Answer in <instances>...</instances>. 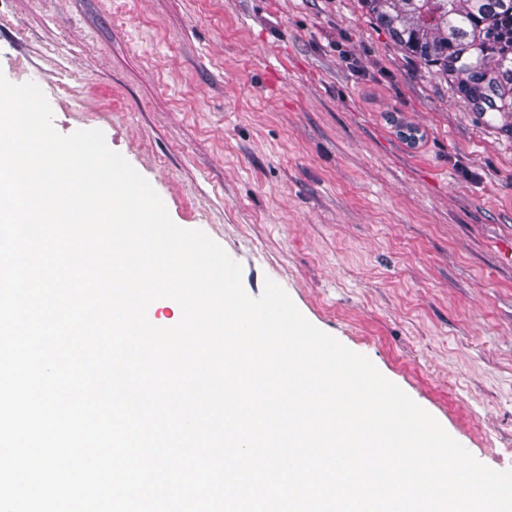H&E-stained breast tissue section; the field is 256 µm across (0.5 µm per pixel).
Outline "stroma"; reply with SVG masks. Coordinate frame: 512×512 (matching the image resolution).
Here are the masks:
<instances>
[{
	"mask_svg": "<svg viewBox=\"0 0 512 512\" xmlns=\"http://www.w3.org/2000/svg\"><path fill=\"white\" fill-rule=\"evenodd\" d=\"M0 72L512 469V129L360 0H0Z\"/></svg>",
	"mask_w": 512,
	"mask_h": 512,
	"instance_id": "obj_1",
	"label": "stroma"
}]
</instances>
